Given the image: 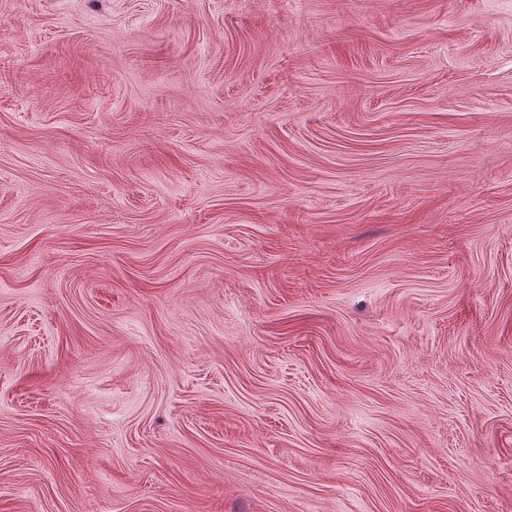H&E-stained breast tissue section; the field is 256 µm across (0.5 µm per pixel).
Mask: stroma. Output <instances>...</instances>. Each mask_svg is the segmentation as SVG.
<instances>
[{"label": "stroma", "instance_id": "obj_1", "mask_svg": "<svg viewBox=\"0 0 512 512\" xmlns=\"http://www.w3.org/2000/svg\"><path fill=\"white\" fill-rule=\"evenodd\" d=\"M0 512H512V0H0Z\"/></svg>", "mask_w": 512, "mask_h": 512}]
</instances>
